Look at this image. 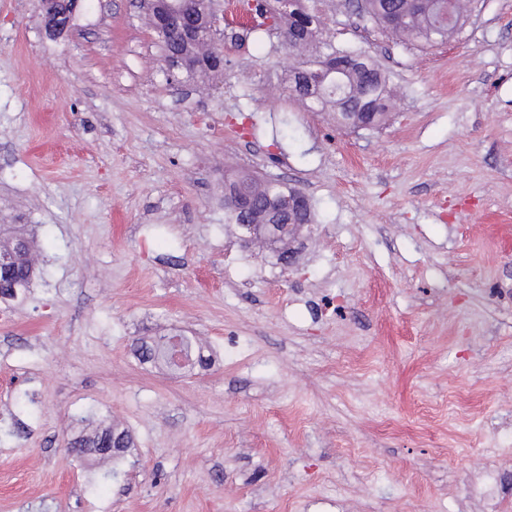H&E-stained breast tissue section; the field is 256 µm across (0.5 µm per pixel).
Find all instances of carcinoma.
Here are the masks:
<instances>
[{"label":"carcinoma","instance_id":"carcinoma-1","mask_svg":"<svg viewBox=\"0 0 512 512\" xmlns=\"http://www.w3.org/2000/svg\"><path fill=\"white\" fill-rule=\"evenodd\" d=\"M453 11L466 9L465 0H357V14L363 20L378 25L408 41L426 44L448 39L441 23L445 4ZM283 45L289 51L304 56L312 48L318 49L313 59H303L290 70L294 97L312 110H329L342 119L355 120L361 113L371 112L375 118L389 111L391 90L388 79L378 61L368 52L337 47L320 41V22L307 6V0H299L297 13L291 20H284L275 27ZM202 65L187 68L189 72L216 73L224 69V62L209 40H203L195 48ZM239 182L247 183L246 189L258 197L274 196L282 192V186L270 181H259L244 174ZM30 239L28 251L10 265L6 285L0 286V298L15 299L29 288L37 275L32 253L36 241L28 234L25 225L13 224L0 236V257L7 256L22 247V238ZM66 447L77 455L117 456L131 447V438L115 428H104L85 439L73 440Z\"/></svg>","mask_w":512,"mask_h":512}]
</instances>
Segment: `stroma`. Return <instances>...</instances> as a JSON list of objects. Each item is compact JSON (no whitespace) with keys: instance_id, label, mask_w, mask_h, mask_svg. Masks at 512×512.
Listing matches in <instances>:
<instances>
[{"instance_id":"obj_1","label":"stroma","mask_w":512,"mask_h":512,"mask_svg":"<svg viewBox=\"0 0 512 512\" xmlns=\"http://www.w3.org/2000/svg\"><path fill=\"white\" fill-rule=\"evenodd\" d=\"M316 0L390 75L380 129L292 96L280 39L167 80L139 0L46 33L0 0V224L43 275L0 302V512H512V0L444 44ZM301 189L295 267L224 182ZM184 335L204 362H140ZM113 426L123 458L65 441ZM227 194H224V221L228 224H239L240 227L245 231L244 236L245 242L253 240H261L265 242L266 246L269 247L273 252L276 253L277 257L280 258V263L285 267H291L296 262V252L293 249V242L288 247V250L283 249L281 240L284 238V230L286 228L293 229L295 233L305 226H308L312 222V213L305 211L300 220L303 224H241L242 222L250 219L248 216L237 212V210L231 205L226 199ZM310 222V223H309ZM309 223V224H308Z\"/></svg>"}]
</instances>
